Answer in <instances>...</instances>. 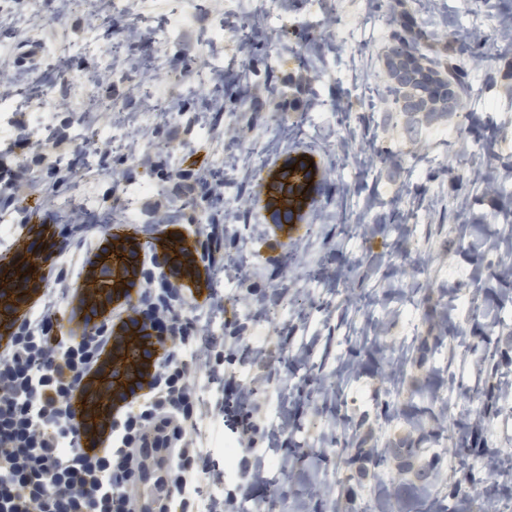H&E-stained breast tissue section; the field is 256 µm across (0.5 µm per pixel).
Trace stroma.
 <instances>
[{
	"label": "stroma",
	"mask_w": 512,
	"mask_h": 512,
	"mask_svg": "<svg viewBox=\"0 0 512 512\" xmlns=\"http://www.w3.org/2000/svg\"><path fill=\"white\" fill-rule=\"evenodd\" d=\"M365 2L388 32L408 17L448 38L488 34L482 57L457 60L471 85L470 124L452 118L411 135L395 108L367 107V91L388 85L389 42L361 32L353 0H276V29L259 0H128L119 12L108 0L80 8L42 0L36 9L16 0L14 12L0 14V66L17 72L6 100L26 116L27 98L45 95L60 136L41 157L25 149L10 165L21 197L45 218L60 219L64 202L85 192L98 214H128L144 226L167 210L198 236L222 227L223 248H242L245 276L231 281L220 271L211 280L227 308L211 334L223 339L230 327L238 336L214 369L249 382L259 428L280 431L292 476L280 482L266 464L265 512H371L379 486L396 490L409 476L370 451L417 438L412 415L431 433L429 450L479 440L475 481L457 512H480L484 498L512 499V483L485 466L512 449V433L464 403L474 385L512 382V320L498 316L512 308V245H489L512 213V40L493 36L512 27V0ZM161 27L171 30L163 43L154 38ZM30 41L43 53L24 64L20 48ZM169 111L176 119H166ZM73 114L124 137L117 145L77 138ZM162 130L171 141L163 152ZM304 148L321 155L327 175L317 221L285 243L267 234L250 200L261 162ZM194 168L220 183L222 200L179 180ZM415 219L434 225L430 239L407 240L401 227ZM88 246L80 236L69 241L74 264L46 287L60 336L67 279L80 275ZM464 295L484 300L488 315L465 319ZM410 299L414 333L403 313ZM481 340L496 352L495 374L480 370ZM258 346L268 350L260 365ZM242 415L205 413L198 437L209 471L197 482L201 498L229 491L244 510L254 492L245 465L265 445L239 442ZM360 447L368 456L357 455Z\"/></svg>",
	"instance_id": "stroma-1"
}]
</instances>
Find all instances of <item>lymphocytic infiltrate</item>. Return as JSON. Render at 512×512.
Returning <instances> with one entry per match:
<instances>
[{"instance_id":"1","label":"lymphocytic infiltrate","mask_w":512,"mask_h":512,"mask_svg":"<svg viewBox=\"0 0 512 512\" xmlns=\"http://www.w3.org/2000/svg\"><path fill=\"white\" fill-rule=\"evenodd\" d=\"M158 330L174 352L156 366L154 394L116 423L111 451L91 457L79 443L68 396L107 335L61 342L50 336L43 315L21 327L14 350L0 354V512H130L133 496L125 486L133 479L135 449L158 425L177 443L170 485L193 512L207 453L187 436L204 404L187 370L202 368L212 343L172 318Z\"/></svg>"}]
</instances>
